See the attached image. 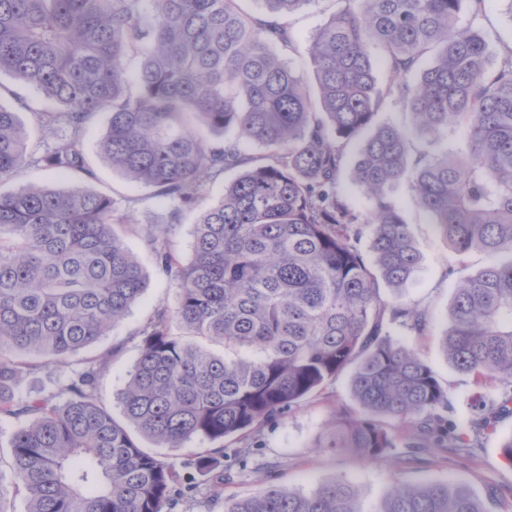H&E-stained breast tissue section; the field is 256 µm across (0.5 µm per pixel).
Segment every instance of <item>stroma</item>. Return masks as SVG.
Returning a JSON list of instances; mask_svg holds the SVG:
<instances>
[{"instance_id": "obj_1", "label": "stroma", "mask_w": 512, "mask_h": 512, "mask_svg": "<svg viewBox=\"0 0 512 512\" xmlns=\"http://www.w3.org/2000/svg\"><path fill=\"white\" fill-rule=\"evenodd\" d=\"M339 7L338 0H310L288 19L294 42L282 58L306 85L315 83L309 60L311 39ZM104 124V116H97L84 132L86 151L97 173L96 179L89 181V189L105 193L121 207L130 209L140 226L167 224L172 251L181 261H189L193 226L202 210L221 199L225 184L233 179L232 174L206 181L197 207L186 211L180 223L168 224L166 207L154 197L152 188L113 171L101 157L98 145ZM392 197L407 222L412 224L420 252V264L407 294L426 306L429 317L425 335L416 336L398 326L393 327L392 335L394 340L416 348L433 368L448 391L453 405L452 420L459 427L468 428L480 396L498 393L499 388L492 382L477 388L469 376L449 364L441 346V334L448 319V300L456 282L455 276L448 273V243L429 223L408 186L397 187ZM127 244L144 270L146 289L125 319L97 347L98 352L113 353L99 378L98 393L117 418L122 415L121 394L139 354V331L157 307H174L178 294L175 283L157 269L143 235H129ZM349 382V373H342L290 412L266 424L259 434L225 440L226 450L244 447L251 450L246 469L234 470L232 481L225 484V496H248L270 484L310 492L332 479L342 478L358 489L361 504L367 507L397 483L461 481L483 498L489 496L491 489L512 488V465L500 455L501 443L512 437L510 412L500 415L492 429L471 431V447L451 452L401 444L384 460L363 462L349 451L319 450V439L334 425L339 414L356 409Z\"/></svg>"}]
</instances>
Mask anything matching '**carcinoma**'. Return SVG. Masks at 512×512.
<instances>
[{"label":"carcinoma","mask_w":512,"mask_h":512,"mask_svg":"<svg viewBox=\"0 0 512 512\" xmlns=\"http://www.w3.org/2000/svg\"><path fill=\"white\" fill-rule=\"evenodd\" d=\"M309 2L261 0L260 18L241 0H0V76L55 104L36 113L35 147L0 104V185L27 167L94 179L84 131L100 112V154L151 187L170 224L199 202L206 179L237 172L194 225L189 263L166 230L145 231L179 297L139 331L125 425L98 399L107 355L71 357L145 291L125 242L135 221L86 188L0 190V420L19 424L9 466L26 512H171L193 487L127 425L168 448L208 440L214 447L188 462L208 469L224 438L260 431L347 368L358 413L336 419L316 448L376 461L401 433L416 448L463 447L441 414L447 390L388 330L421 336L428 326L426 308L405 297L420 253L392 198L401 182L463 272L442 333L446 358L512 391V44L491 64L488 0H343L311 39L313 99L282 59L293 36L277 23ZM388 99L408 109L409 129L376 121ZM450 128L463 130V149L410 151L411 138L431 142ZM229 130L235 139H224ZM347 168L364 213L341 189ZM476 250L492 261L469 273ZM49 365L69 369L67 399L18 396L24 376ZM511 403L491 402L480 426ZM224 512L364 510L357 488L335 479L311 493L230 496ZM370 512L488 510L467 486L438 481L397 484Z\"/></svg>","instance_id":"1"}]
</instances>
